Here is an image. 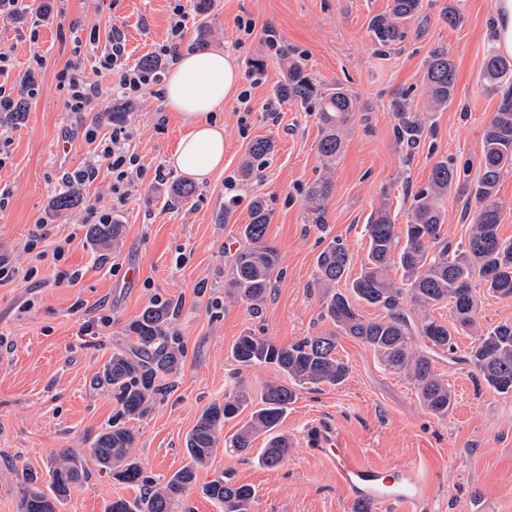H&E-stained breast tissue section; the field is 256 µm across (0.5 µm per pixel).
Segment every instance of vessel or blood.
<instances>
[{"instance_id":"obj_1","label":"vessel or blood","mask_w":512,"mask_h":512,"mask_svg":"<svg viewBox=\"0 0 512 512\" xmlns=\"http://www.w3.org/2000/svg\"><path fill=\"white\" fill-rule=\"evenodd\" d=\"M312 447L331 460L351 507L366 506L372 512H418L432 496L419 464L377 465L358 460L342 448L338 437L323 430L315 433Z\"/></svg>"}]
</instances>
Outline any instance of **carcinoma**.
I'll use <instances>...</instances> for the list:
<instances>
[{
    "label": "carcinoma",
    "instance_id": "obj_1",
    "mask_svg": "<svg viewBox=\"0 0 512 512\" xmlns=\"http://www.w3.org/2000/svg\"><path fill=\"white\" fill-rule=\"evenodd\" d=\"M422 0H393L388 15H378L371 22V31L383 45H393L404 37L403 26L417 17ZM484 74L498 81L512 74V59L488 52ZM457 81L456 65L445 47L435 48L422 76L425 110H440L454 98ZM276 95L289 102L306 103L320 100L322 136L318 154L325 169L336 164L343 150L345 132L354 112L356 99L338 86L328 94L317 88L302 65L290 60L285 65L284 79L276 87ZM394 135L409 150L421 139L425 117L412 109L410 100L401 96L394 102ZM271 142L257 139L250 145V161L243 174L251 170V161L267 155ZM512 167V104L499 108L490 118L483 139L479 169L481 176L473 184L471 194L477 204L476 213L466 240L453 245L443 240L445 223L443 201L461 180L468 164L446 158L436 162L425 187L412 194L407 223L401 229L393 224L386 203H381L366 225L369 240L367 258L361 272L346 291L336 285L347 278L351 259L344 244L334 238L317 257V286L323 295L324 317L333 328L315 336L283 346L269 336L247 331L232 347L233 359L243 368L266 366L291 381L267 384L258 404H253L243 386L224 396V403L215 402L198 418L186 437L189 463L169 478L154 484L144 498L129 502L112 501L106 512H173L196 481L197 469L210 463L217 451L224 423L239 416L249 406L254 409L249 419L232 437L229 447L245 455L261 435L267 437L259 454V463L267 468L279 465L288 452V437L277 427L296 399L295 387L329 384L337 386L347 377L348 365L336 356L337 337L349 336L367 346L382 365L400 373L413 384L418 396L433 416L445 418L454 405V391L448 380L434 371L437 358L454 362L455 339L448 325L432 315L434 307L448 304L456 324L470 328L475 323L478 298L472 279L479 276L488 292L502 299H512V241L500 237L498 229L501 206L496 198L503 169ZM333 183L321 178L308 189L307 198L317 204L314 223H323L321 205L328 198ZM195 194V187L179 181L168 192L170 202L182 204ZM80 203V194L67 190L55 197V207L66 210ZM271 211L265 201L255 197L250 203V222L243 225L239 236L244 247L236 253L225 287L259 310L267 301L276 270L280 264L277 249L266 240ZM122 225L93 224L90 238L101 250L119 244ZM401 271L395 281L390 270ZM366 303L385 312L378 319L368 320L359 313L358 305ZM177 305L171 302L146 306L139 317L128 324L133 343L116 348L105 364L96 384L112 389L120 411L108 427L96 437L88 449L100 469L125 483H150L143 475L142 463L134 454L136 435L126 420L144 415L150 401L162 391L159 376L172 372L183 356L180 336L171 331ZM470 361L483 382L499 393L512 392V321L496 325L479 335L472 348ZM85 454L64 449L59 452L50 482L43 488L34 479L23 489L21 512H56V501L67 495L70 487L84 474ZM203 492L217 502L224 512H250L254 489L247 484L236 485L213 480Z\"/></svg>",
    "mask_w": 512,
    "mask_h": 512
}]
</instances>
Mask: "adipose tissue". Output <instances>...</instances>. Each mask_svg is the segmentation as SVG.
<instances>
[{
	"label": "adipose tissue",
	"instance_id": "obj_1",
	"mask_svg": "<svg viewBox=\"0 0 512 512\" xmlns=\"http://www.w3.org/2000/svg\"><path fill=\"white\" fill-rule=\"evenodd\" d=\"M240 81L236 63L223 50L182 53L164 84L165 103L189 127L175 153L171 168L203 181L224 165V128L209 115L223 105Z\"/></svg>",
	"mask_w": 512,
	"mask_h": 512
}]
</instances>
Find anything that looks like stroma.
Returning <instances> with one entry per match:
<instances>
[{
    "label": "stroma",
    "mask_w": 512,
    "mask_h": 512,
    "mask_svg": "<svg viewBox=\"0 0 512 512\" xmlns=\"http://www.w3.org/2000/svg\"><path fill=\"white\" fill-rule=\"evenodd\" d=\"M25 11L0 23V46L11 48L9 85L25 79L32 54L46 60L35 96L25 97L21 117L0 112V259L13 270L0 282V512H19L24 473L48 483V471L66 448L87 450L112 420L119 405L110 390L93 380L113 350L126 341V329L153 302L179 306L174 328L185 347L180 367L162 376L161 394L151 410L132 419L134 453L146 476L170 477L187 464L185 439L201 413L223 401L238 382L259 399L272 368L239 369L231 348L244 330L288 345L328 330L322 317L316 260L332 238L351 254L349 278H356L367 255L365 226L379 204H386L396 225L407 220L411 196L425 187L433 165L444 157L470 161L444 203L446 241L467 238L485 127L493 112L512 102V77L488 83L483 76L487 52L496 46L498 0H423L418 21L404 38L378 45L370 24L387 13L392 0H213L208 14H193L186 45L206 39L223 48L250 89L247 110L237 97L225 99L216 117L224 125V168L196 184L190 200L170 206L163 185L154 181L188 127L173 112H160L149 96L127 106L122 124L133 127V145L146 166L128 204L114 211L123 226L120 245L104 252L87 240L91 204L110 206L108 172L80 187V205L55 209L56 195L67 188L64 174L82 169L93 154L83 137L91 113L64 108V93L51 79L74 54L88 58L90 46L76 47L74 33L112 29L125 35L129 64L151 55L167 37L169 0H24ZM455 7L461 21L442 19ZM256 19L260 30L236 45V18ZM271 27L288 48V57L305 63L321 90L348 89L358 110L333 173V189L324 203V224L312 221L306 189L323 176L317 152L321 125L314 105L278 100L275 89L285 58L268 54L263 33ZM39 39L30 42L31 28ZM448 48L457 68L455 96L427 119L421 143L406 151L393 134L391 102L407 94L422 106L421 77L431 50ZM263 58L262 71L248 66ZM276 105L270 115L268 105ZM272 141L274 150L254 163L249 176L241 164L255 139ZM70 149L58 151L62 141ZM263 196L272 211L266 239L278 250L281 275L259 313L228 292L233 244L249 223L247 205ZM45 223L43 250L71 237L62 261L36 260L25 244L36 223ZM37 268L43 287L26 274ZM79 271L78 281L57 282L58 271ZM472 286L480 306L474 327L456 335L457 362L437 360L436 373L448 379L455 404L447 418L432 416L403 376L385 370L367 347L338 339L337 354L348 364L337 386L297 387V398L278 430L287 436L288 453L273 469L260 465L257 452L242 456L226 449L242 424L225 423L223 442L208 466L199 468L195 485L175 512H221L202 487L224 479L254 487L250 512H353L336 484L332 463L307 446L312 429L338 434L343 447L377 464L420 462L434 486L428 512H512V393L483 383L467 356L479 333L512 321V300L489 294L480 280ZM86 475L73 484L57 512H105L108 502L134 500L139 484L122 483L86 460Z\"/></svg>",
    "instance_id": "obj_1"
}]
</instances>
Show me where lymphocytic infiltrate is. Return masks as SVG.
I'll return each instance as SVG.
<instances>
[{
	"instance_id": "1",
	"label": "lymphocytic infiltrate",
	"mask_w": 512,
	"mask_h": 512,
	"mask_svg": "<svg viewBox=\"0 0 512 512\" xmlns=\"http://www.w3.org/2000/svg\"><path fill=\"white\" fill-rule=\"evenodd\" d=\"M107 44L92 63L74 57L52 74L57 87L65 92L64 107L69 112L93 113V120L85 127L84 137L94 146V159L83 169L67 175L68 184L86 185L97 180L101 170L112 176L109 192L113 207L125 205L137 180L144 174L140 157L131 148L134 132L120 127L103 134L102 123L109 120V108L104 103L102 80L116 76V89L126 101L153 95L163 76L160 71L128 65L125 39L119 29H112Z\"/></svg>"
}]
</instances>
